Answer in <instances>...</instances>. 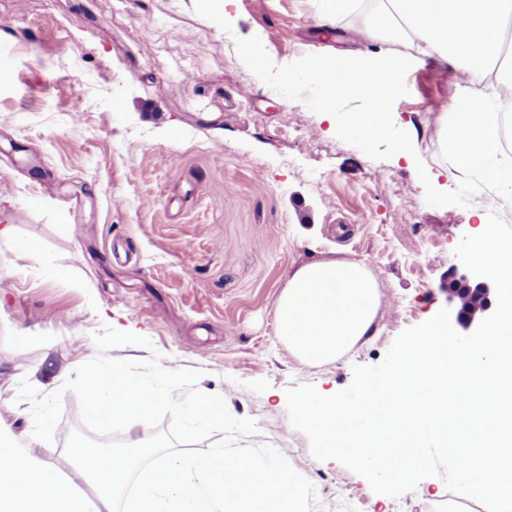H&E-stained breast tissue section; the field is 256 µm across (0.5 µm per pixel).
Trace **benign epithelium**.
<instances>
[{
  "label": "benign epithelium",
  "instance_id": "benign-epithelium-1",
  "mask_svg": "<svg viewBox=\"0 0 512 512\" xmlns=\"http://www.w3.org/2000/svg\"><path fill=\"white\" fill-rule=\"evenodd\" d=\"M446 292L451 324L466 335L474 332L497 305L494 284L489 279L477 277L470 272L451 278Z\"/></svg>",
  "mask_w": 512,
  "mask_h": 512
}]
</instances>
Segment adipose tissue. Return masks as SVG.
I'll return each mask as SVG.
<instances>
[{
    "label": "adipose tissue",
    "instance_id": "1",
    "mask_svg": "<svg viewBox=\"0 0 512 512\" xmlns=\"http://www.w3.org/2000/svg\"><path fill=\"white\" fill-rule=\"evenodd\" d=\"M375 13L362 38L389 33L415 45L426 57L462 64L481 96L457 95L443 142L471 173L488 179L497 200L512 202V163L492 164L499 151L503 95L512 81L492 78L501 54L512 0H375ZM380 299L365 265L325 261L304 265L289 278L277 302L278 336L304 364L336 359L372 333ZM131 472L110 453H86L75 476L93 480L100 493L66 491L59 475L25 452L0 450V512H113L116 490Z\"/></svg>",
    "mask_w": 512,
    "mask_h": 512
}]
</instances>
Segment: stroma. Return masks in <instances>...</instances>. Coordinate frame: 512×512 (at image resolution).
Returning a JSON list of instances; mask_svg holds the SVG:
<instances>
[{
    "mask_svg": "<svg viewBox=\"0 0 512 512\" xmlns=\"http://www.w3.org/2000/svg\"><path fill=\"white\" fill-rule=\"evenodd\" d=\"M195 3L0 0V17L17 21L0 31V442L70 472L63 432L77 396L63 391L47 444L32 437L18 385L63 390L110 326L151 342L111 357L200 371V391L252 419L240 444L270 445L300 467L315 487L311 512H486L439 477L383 499L337 460L314 458L286 398L304 384L338 392L353 366L380 363L402 331L446 308L448 282L465 270L455 248L480 215L512 224V203L488 189L465 206L428 205L416 172L423 162L435 188L457 189L433 102L471 89L468 71L361 40L363 8L330 26L315 22L321 0H233L235 38L258 36L279 65L412 58L393 119L418 157L374 160L339 140L334 120L258 79ZM328 260L364 263L380 306L371 336L308 367L277 336L276 302L297 268Z\"/></svg>",
    "mask_w": 512,
    "mask_h": 512,
    "instance_id": "35a3bbf8",
    "label": "stroma"
}]
</instances>
